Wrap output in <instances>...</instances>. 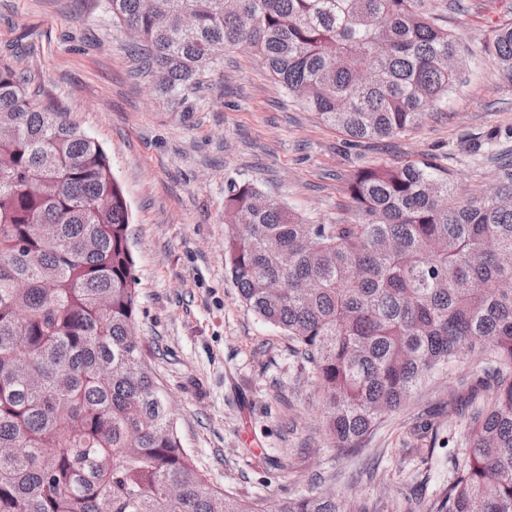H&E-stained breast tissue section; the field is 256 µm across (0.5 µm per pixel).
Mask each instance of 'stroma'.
I'll return each mask as SVG.
<instances>
[{"instance_id": "stroma-1", "label": "stroma", "mask_w": 512, "mask_h": 512, "mask_svg": "<svg viewBox=\"0 0 512 512\" xmlns=\"http://www.w3.org/2000/svg\"><path fill=\"white\" fill-rule=\"evenodd\" d=\"M504 3L427 0L461 44L463 86L418 129L352 144L246 49L225 54L184 115L156 102L103 0H0V61L31 75L41 100L111 159L131 212L145 360L183 448L225 492L270 506L321 476L353 505L406 508L416 486L437 492L450 479L448 452L467 438L461 382L493 391L478 361L439 372L358 451L329 447L308 365L241 303L225 270L224 190L251 181L313 224L352 219L346 183L365 167L427 160L448 169L455 200L489 191L512 157V84L482 50Z\"/></svg>"}]
</instances>
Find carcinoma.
Returning <instances> with one entry per match:
<instances>
[{
	"mask_svg": "<svg viewBox=\"0 0 512 512\" xmlns=\"http://www.w3.org/2000/svg\"><path fill=\"white\" fill-rule=\"evenodd\" d=\"M158 99L254 52L288 95L354 142L417 129L459 87L462 52L425 0H105ZM484 51L512 83V18ZM0 512H265L201 474L135 332L124 190L101 145L0 63ZM354 217L311 224L247 181L224 197L242 303L310 366L333 448L354 450L437 371L479 357L466 448L418 512H512V160L451 203L422 161L357 171ZM313 488L277 512H346Z\"/></svg>",
	"mask_w": 512,
	"mask_h": 512,
	"instance_id": "carcinoma-1",
	"label": "carcinoma"
}]
</instances>
